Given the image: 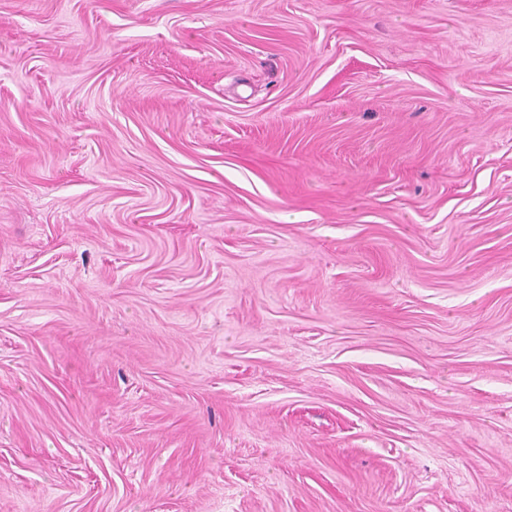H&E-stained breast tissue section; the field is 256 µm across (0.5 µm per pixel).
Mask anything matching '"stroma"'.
<instances>
[{
	"label": "stroma",
	"mask_w": 512,
	"mask_h": 512,
	"mask_svg": "<svg viewBox=\"0 0 512 512\" xmlns=\"http://www.w3.org/2000/svg\"><path fill=\"white\" fill-rule=\"evenodd\" d=\"M0 512H512V0H0Z\"/></svg>",
	"instance_id": "35a3bbf8"
}]
</instances>
